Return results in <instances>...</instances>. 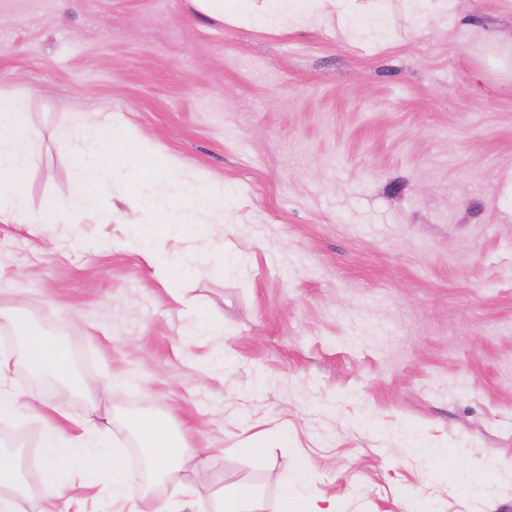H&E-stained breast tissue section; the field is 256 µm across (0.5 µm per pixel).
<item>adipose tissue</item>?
<instances>
[{
    "mask_svg": "<svg viewBox=\"0 0 512 512\" xmlns=\"http://www.w3.org/2000/svg\"><path fill=\"white\" fill-rule=\"evenodd\" d=\"M202 16L219 21L249 17L265 29L314 28L326 15H334L337 26L351 36L376 35L387 25L382 10L364 13L358 0H192ZM0 323L22 339L20 349L0 350V417L24 415L34 433L49 448L68 444L72 448H103L96 459L98 467L112 474V491L117 497L145 498L155 487L173 482L181 493L192 490L180 482L179 474L185 463L195 456L181 430L170 420L155 415H138L131 421L138 447L144 450L142 477H131L120 453H108L109 422L87 418L78 435L69 434L52 416L51 400L11 392L6 383L16 367H24L37 377H52L70 392L87 389V382L74 372L69 348L61 340L39 331L29 315L21 310L0 305ZM310 477L308 462H298L290 480L279 487L280 512H336L335 505L320 506L315 499L301 493L300 487ZM31 488L23 476L18 459L0 452V512H20L19 503L30 495ZM213 512H263L260 492L251 485L224 486L213 501Z\"/></svg>",
    "mask_w": 512,
    "mask_h": 512,
    "instance_id": "1",
    "label": "adipose tissue"
}]
</instances>
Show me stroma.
<instances>
[{
	"mask_svg": "<svg viewBox=\"0 0 512 512\" xmlns=\"http://www.w3.org/2000/svg\"><path fill=\"white\" fill-rule=\"evenodd\" d=\"M380 42L335 23L269 32L199 16L190 0H0V91L27 101L32 212L74 193L94 155L81 124L111 114L123 141L230 193L167 282L125 242L123 218L62 213L0 223V302L64 341L84 393L25 369L60 414L125 424L167 412L203 449L214 491L278 486L308 460L307 496L336 512H512V0H455L456 23L415 31L386 0ZM497 42H488V35ZM224 323L216 338L197 320ZM273 447L236 451L248 431ZM40 512L50 456L22 418L0 419ZM89 449L66 450L56 512H162L169 489L118 500ZM484 486L470 497L471 481Z\"/></svg>",
	"mask_w": 512,
	"mask_h": 512,
	"instance_id": "35a3bbf8",
	"label": "stroma"
}]
</instances>
